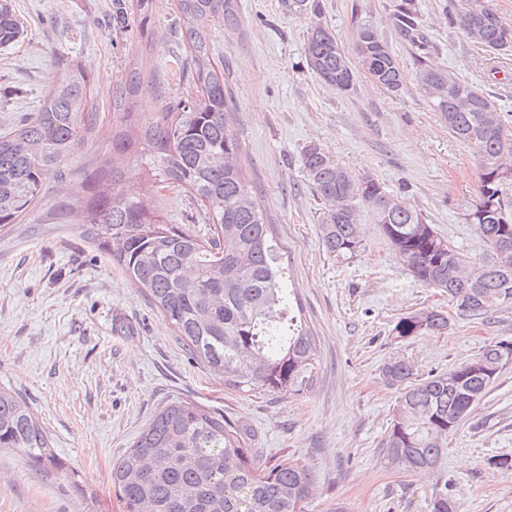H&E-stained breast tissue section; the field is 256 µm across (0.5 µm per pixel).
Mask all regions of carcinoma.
<instances>
[{"label": "carcinoma", "instance_id": "obj_1", "mask_svg": "<svg viewBox=\"0 0 512 512\" xmlns=\"http://www.w3.org/2000/svg\"><path fill=\"white\" fill-rule=\"evenodd\" d=\"M290 14L319 13L318 0H283ZM141 27L157 11L156 0H136ZM178 36L190 54L184 65L198 96L176 100L143 118L130 106L145 75L129 69L112 96L113 147L140 153L149 188L177 187L203 208L208 233L200 237L166 224L143 201L117 189L122 176L99 168L91 192L86 232L112 257L129 281L179 336L192 358L245 394L299 392L312 386L316 338L291 314L288 268L254 187L242 166L241 142L228 130L237 104L215 57L216 23L235 31L238 0H176ZM393 23L417 47L416 85L448 132L476 147L480 158L479 202L467 216L492 252V260L465 275L454 247L423 213L387 192L370 175L356 174L315 144L300 162L312 192L325 205L320 231L327 253L350 260L363 250L359 211L370 213L413 280L448 294L470 317L512 305V196L499 169L512 172V133L478 87L426 65L416 0H394ZM451 23L476 46L494 55L512 52V22L484 0H463ZM21 35L12 0H0V47ZM305 59L322 82L347 94L356 90L351 57L388 94L399 96L406 74L388 42L370 24L357 25L346 50L317 23L307 31ZM88 75L75 66L53 82L40 111L0 134V231L11 230L43 195L42 173L59 164L82 141L88 107ZM398 339L448 333V314L437 308L401 317ZM512 359L501 358L492 341L472 359L426 378L413 377L404 361L384 368L399 389L397 406L381 453L407 472L434 469L442 442L470 416ZM249 430L188 402L161 409L112 468L123 512H306L313 492L311 469L296 460L264 467L246 439ZM20 449L55 463L46 430L19 396L0 391V449ZM430 512H459L448 488H439Z\"/></svg>", "mask_w": 512, "mask_h": 512}]
</instances>
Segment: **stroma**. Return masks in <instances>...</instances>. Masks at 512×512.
Returning <instances> with one entry per match:
<instances>
[{"label":"stroma","instance_id":"stroma-1","mask_svg":"<svg viewBox=\"0 0 512 512\" xmlns=\"http://www.w3.org/2000/svg\"><path fill=\"white\" fill-rule=\"evenodd\" d=\"M127 27L112 22V0H14L24 28L0 49V133L39 111L53 80L74 65L89 75L96 124L76 149L43 175L34 210L0 232V389L22 397L45 428L57 465L0 450V512H122L112 466L155 414L191 402L245 424L256 460L306 464L315 478L307 512H429L447 485L461 512H512V470L489 467L512 455V365L445 442L439 464L413 474L385 463L380 448L398 392L385 366L402 359L418 377L470 360L492 341L512 339V307L482 319L459 315L437 290L416 285L369 212L359 215L365 248L349 262L322 245L324 206L301 168L304 146L319 145L356 173L404 195L449 240L465 267L492 254L467 216L479 200V158L408 83L394 98L366 73L344 95L306 67L309 27L321 23L345 47L356 24H372L406 73L411 44L395 28L393 0H320L319 14L294 15L282 0H239L240 27L214 26L238 109L230 129L243 166L279 241L294 311L317 337L311 389L243 395L191 358L163 317L84 231L71 199L98 165L124 176L125 192L145 196L169 224L208 231L199 205L179 188L146 192L135 156L112 148V93L128 68L152 75L133 102L140 114L194 97L179 65L188 52L176 34L175 0H158L147 30L123 0ZM460 0H417L428 63L479 87L512 131V55L490 58L454 27L446 7ZM149 37L150 52L141 39ZM437 306L447 335L401 340L398 319Z\"/></svg>","mask_w":512,"mask_h":512}]
</instances>
